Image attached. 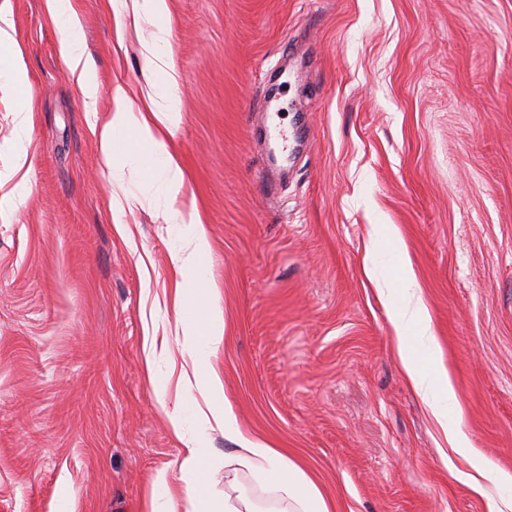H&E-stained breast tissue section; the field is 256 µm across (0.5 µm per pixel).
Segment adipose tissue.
<instances>
[{"label": "adipose tissue", "mask_w": 512, "mask_h": 512, "mask_svg": "<svg viewBox=\"0 0 512 512\" xmlns=\"http://www.w3.org/2000/svg\"><path fill=\"white\" fill-rule=\"evenodd\" d=\"M49 17L64 27L62 57L70 75L75 78L88 103H95L98 85L83 61L81 28L72 14L70 0H45ZM169 31L158 27L150 43L144 46V70L149 78L162 79L165 87L159 100L151 101L143 111H134L122 86L112 91L114 111L100 132L101 148L113 156L118 140L130 139L133 148L126 154L129 162L148 160L150 177L159 179L169 195H177L184 186V176L169 151V136L178 120L181 101L175 93L177 84L170 57L165 50ZM0 77L8 78L17 88L19 116L31 107L28 76L16 50L14 27L7 13L0 10ZM172 223L189 225L194 242L193 258L186 261L173 257L172 269L182 281L174 298L178 310L177 326L185 338L180 348L182 370L179 381L188 400L202 398L214 423L225 432L238 435L239 428L230 406L222 400L224 383L213 360L224 342V319L208 289L202 288L204 259L210 245L206 230L195 214L175 213ZM396 331L395 346L407 381L431 408L453 450L467 457L486 479L507 483L499 470L488 463L472 447L459 426L449 425L447 410L456 406V393L448 370L439 357L437 340L431 329L427 307L420 295L410 294L407 306L392 316ZM224 467L232 472L244 471L256 488L271 494L281 505L279 512H332L333 507L319 487L287 452L261 442L240 438L236 448L215 459L203 438H184L179 461V481L188 512H260L245 497L220 496L212 492L205 480L207 472Z\"/></svg>", "instance_id": "obj_1"}]
</instances>
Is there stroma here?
Listing matches in <instances>:
<instances>
[{
	"label": "stroma",
	"instance_id": "stroma-1",
	"mask_svg": "<svg viewBox=\"0 0 512 512\" xmlns=\"http://www.w3.org/2000/svg\"><path fill=\"white\" fill-rule=\"evenodd\" d=\"M178 201L98 132L122 85L156 96L154 27L71 0L95 111L44 0L11 13L31 110L0 80V512H149L179 492L180 400L145 336L176 332L172 254L193 244L224 314L217 363L242 434L285 449L334 512H487L408 385L399 256L427 305L474 448L512 472V0H168ZM274 111L261 114L269 94ZM27 189L15 193L17 147ZM393 225L398 245L376 242Z\"/></svg>",
	"mask_w": 512,
	"mask_h": 512
}]
</instances>
